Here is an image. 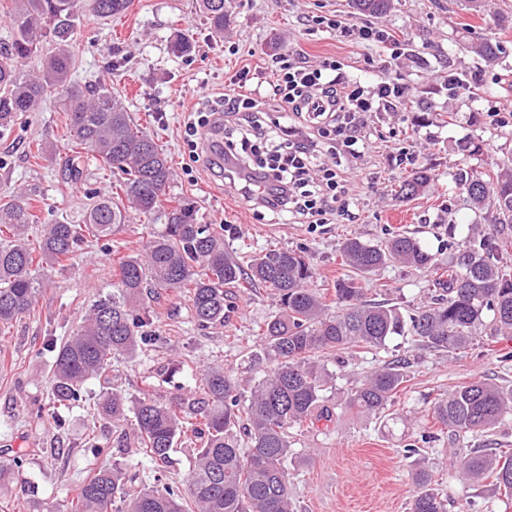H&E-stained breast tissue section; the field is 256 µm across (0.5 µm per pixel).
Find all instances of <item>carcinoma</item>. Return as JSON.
<instances>
[{"label": "carcinoma", "mask_w": 512, "mask_h": 512, "mask_svg": "<svg viewBox=\"0 0 512 512\" xmlns=\"http://www.w3.org/2000/svg\"><path fill=\"white\" fill-rule=\"evenodd\" d=\"M12 35L0 43V126H9L32 112L43 96L59 95L68 110V130L79 150L65 159V170L82 175L83 155L109 165L120 161L125 175L122 194H99L81 223L65 220L44 225L30 239L32 198L15 196L0 203V324L30 312L49 285L44 270L63 267L90 237L112 236L129 223L130 213L165 218L142 254L124 255L115 268L117 292L96 301L77 331L58 349L51 376L52 417L63 428L73 407L86 402L84 384L112 369V359L134 356L156 340L148 305L169 292L189 298L195 325H222L233 310V289L247 284L275 291L279 311L265 323L257 360L267 365L250 396L239 393V382L222 367L200 374L189 395L166 402L149 395L131 399L119 387L103 394L94 414L122 434L133 437L128 453L166 464L187 432L200 435L189 475L182 484L153 476V484L132 494L118 463L83 479L67 512H295L289 493L286 462L293 455L289 430L330 417L326 393L336 387V373L326 358L342 350L364 347L384 350L395 337L413 336L434 350L467 348L475 331L490 319L492 336L512 333V275L500 266L502 242L496 228L468 225L466 246L448 268L439 266L421 240L393 234L380 243L351 237L342 246L343 263L353 275L335 288L336 309L310 287L315 270L302 249H273L240 262L224 247V225L202 224L188 203L165 205L172 178L168 155L148 132L136 125L124 104L104 85L80 87L71 82V45L81 23L78 0H14ZM359 13L380 15L391 0H350ZM132 0H93L98 17L128 11ZM213 33L229 26L231 0H199ZM482 60L498 59L493 36L463 44ZM44 53L41 71L28 76L17 63ZM426 171L414 172L400 185L411 198L427 182ZM474 209L491 215L490 223L512 224V168L492 173L462 170L457 177ZM391 262L430 271L439 294L413 317L389 302L364 299L363 278ZM407 366L393 361L368 375L350 392L348 405L357 414L377 417L393 432L411 421L385 413L407 382ZM512 417V389L473 381L438 398L432 407L436 423L456 440L483 433ZM467 482L493 478L494 486L512 498V453L472 448L457 461ZM410 512H446L432 487L430 474L418 467Z\"/></svg>", "instance_id": "cac0c4a2"}]
</instances>
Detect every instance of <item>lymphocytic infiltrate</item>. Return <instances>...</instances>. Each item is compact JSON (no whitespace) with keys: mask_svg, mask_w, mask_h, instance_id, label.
<instances>
[{"mask_svg":"<svg viewBox=\"0 0 512 512\" xmlns=\"http://www.w3.org/2000/svg\"><path fill=\"white\" fill-rule=\"evenodd\" d=\"M248 73L240 71L216 108L198 111L196 119L185 125L184 136L191 149L199 147V132L216 126L222 119L244 116L247 135L270 148L267 160L239 153L247 170L238 189L253 206L269 210L279 220L295 215L312 218L331 213L338 201V176L345 157L364 154L369 144L362 130L370 112H397L407 98L404 85L382 82L365 90L360 79L351 76L345 63L328 60L319 66L291 59L279 69L276 82L267 90L247 86ZM278 111L295 117L311 114L310 125H284L262 122L258 114L266 101ZM335 126L339 138L324 160H316L313 146L316 135Z\"/></svg>","mask_w":512,"mask_h":512,"instance_id":"obj_1","label":"lymphocytic infiltrate"}]
</instances>
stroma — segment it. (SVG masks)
<instances>
[{"label": "stroma", "mask_w": 512, "mask_h": 512, "mask_svg": "<svg viewBox=\"0 0 512 512\" xmlns=\"http://www.w3.org/2000/svg\"><path fill=\"white\" fill-rule=\"evenodd\" d=\"M464 2L392 0L385 14L372 18L353 13L349 0H232L233 20L218 36L197 0H133L127 13L109 18L90 14L92 0H81L87 13L74 36L71 79L106 85L135 123L159 140L173 173L167 196L194 206L201 223L223 225L228 251L242 256L303 249L316 272L313 288L329 290L349 273L340 253L345 238L375 243L406 230L444 264L462 252L467 225L488 221L486 213L472 209L456 177L462 169L492 171L512 158V116L491 111L496 99L512 98V28L496 33L500 54L490 66L462 49L460 40L486 37L498 15H512V0H483L477 13ZM334 14L386 29L396 40L393 49L352 44L312 22ZM180 34L190 38L193 49L177 56L171 43ZM293 50L312 65L344 59L365 85L387 80L409 89L401 111L368 114L364 132L370 147L347 162L353 174L350 212L324 224L273 223L266 210L214 182L184 141V125L203 100L220 99L231 78L245 69L256 83L271 82L279 55ZM452 73L476 76L473 92L449 94ZM67 123L60 99L51 93L17 124L0 127V200L32 195L41 224L78 222L89 197L114 192L121 178L92 157L80 180L60 176L57 159L71 146ZM470 141L482 143L483 153L462 152ZM415 169L427 170L429 182L416 197L398 198L399 182ZM152 232L151 220L135 215L111 244L86 242L65 269L50 271L52 283L31 313L0 325V462L23 459L0 479V512H66L93 462L124 464L128 474L147 482L149 458L121 453L120 432L111 422L95 420L90 408L74 409L65 427L56 425L50 376L56 349L94 301L111 295L114 254L143 252ZM433 280V274L394 264L365 286L368 299H390L409 315L434 296ZM234 305L224 325L200 330L185 295L172 293L151 303L158 339L134 357L113 360L114 384L130 398L146 393L165 401L193 391L201 370L221 366L249 393L264 374L252 361L258 334L279 305L263 287L237 289ZM399 358L409 363L408 380L393 409L419 425L391 434L346 404L357 381ZM329 367L337 373L329 402L333 422L325 429L290 431L293 456L287 467L296 512H410L414 459L403 452L409 443L418 445L419 457L432 470L447 512H505L503 497L490 482H461L454 462L489 441L512 452V420L488 436L458 442L435 424L431 407L440 394L477 379L512 388V335L481 336L462 351L434 350L413 337H397L384 350L339 352ZM92 425L112 455L93 456L85 440ZM425 426L433 433L427 440L421 437Z\"/></svg>", "instance_id": "obj_1"}]
</instances>
